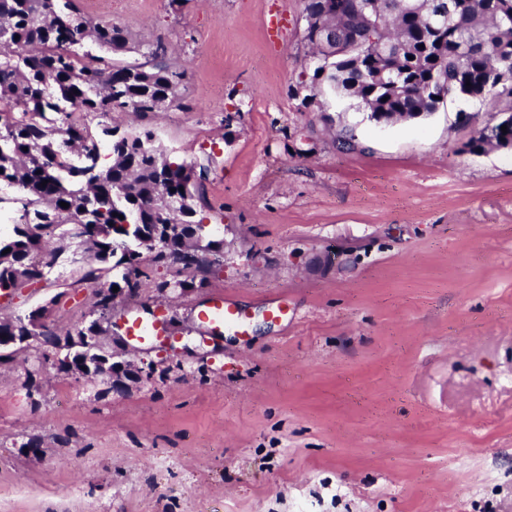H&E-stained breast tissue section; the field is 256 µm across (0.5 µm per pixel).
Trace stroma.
<instances>
[{"mask_svg":"<svg viewBox=\"0 0 512 512\" xmlns=\"http://www.w3.org/2000/svg\"><path fill=\"white\" fill-rule=\"evenodd\" d=\"M111 22L167 45L181 104L89 127L151 131L204 169L224 258L149 264L119 304L175 331L128 347L149 375L126 390L61 372L50 346L0 365V512H512V151L463 149L486 107L378 124L348 97L303 105L301 0H112ZM43 252L0 319L44 306L64 339L110 277L59 238ZM224 292L245 329L206 334Z\"/></svg>","mask_w":512,"mask_h":512,"instance_id":"obj_1","label":"stroma"}]
</instances>
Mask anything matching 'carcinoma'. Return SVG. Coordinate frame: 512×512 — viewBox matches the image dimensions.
Returning a JSON list of instances; mask_svg holds the SVG:
<instances>
[{"instance_id": "1", "label": "carcinoma", "mask_w": 512, "mask_h": 512, "mask_svg": "<svg viewBox=\"0 0 512 512\" xmlns=\"http://www.w3.org/2000/svg\"><path fill=\"white\" fill-rule=\"evenodd\" d=\"M451 3L448 24L431 15ZM303 0L304 40L312 49L308 105L323 108L326 89L358 101L376 123L430 116L449 98L491 108L492 118L464 144L480 153L512 143V0ZM343 38L322 47L325 26ZM91 44L139 63L107 61ZM158 40L133 47L123 28L88 24L74 0H0V185L23 193L14 236L0 239V292L40 281L44 237L65 224L61 237L86 246L88 274L113 273L110 286L139 295L144 254L153 263L203 269L197 249L183 240L204 235L195 193L204 173L170 160L149 131L106 127L112 162L84 124L54 126L50 113L154 112L176 100L184 77L160 61ZM506 130H501V126ZM179 200L178 212L161 192ZM69 207L63 208L60 203ZM10 252H5V249ZM20 318L0 320V363Z\"/></svg>"}]
</instances>
